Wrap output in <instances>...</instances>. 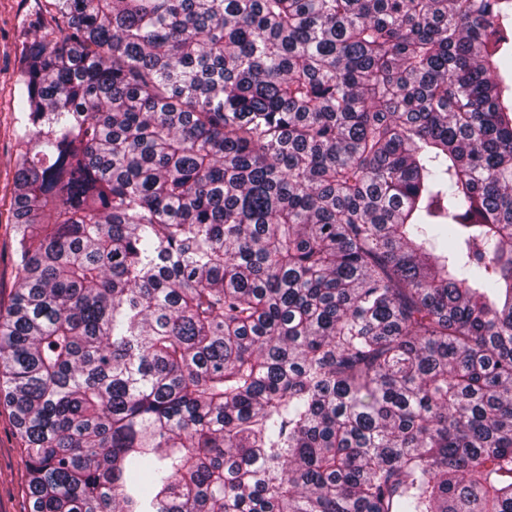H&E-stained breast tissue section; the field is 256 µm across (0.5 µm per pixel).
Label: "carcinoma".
<instances>
[{"label":"carcinoma","instance_id":"carcinoma-1","mask_svg":"<svg viewBox=\"0 0 512 512\" xmlns=\"http://www.w3.org/2000/svg\"><path fill=\"white\" fill-rule=\"evenodd\" d=\"M0 313L29 512H512V0H51Z\"/></svg>","mask_w":512,"mask_h":512}]
</instances>
